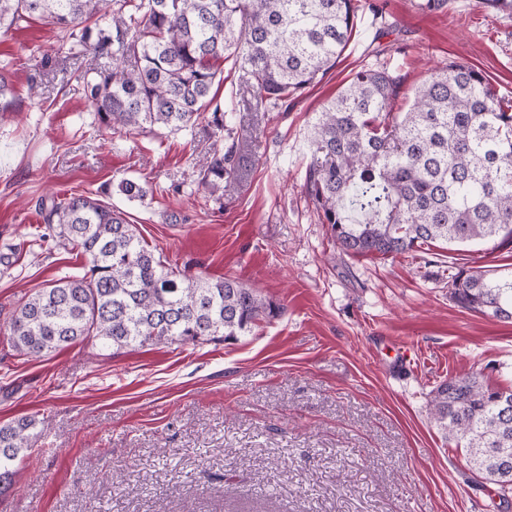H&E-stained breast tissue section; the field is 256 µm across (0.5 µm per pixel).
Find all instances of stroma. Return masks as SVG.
<instances>
[{"mask_svg": "<svg viewBox=\"0 0 512 512\" xmlns=\"http://www.w3.org/2000/svg\"><path fill=\"white\" fill-rule=\"evenodd\" d=\"M334 69L297 98L250 111L231 63L217 99L224 131L100 127L71 71L104 58L57 55L34 21L0 32V73L37 103L0 121V312L86 258L48 237L39 199L97 194L123 210L169 267L232 277L280 304L234 341L120 351L84 341L41 359L0 335V425L36 427L0 512H501L427 400L476 374L512 387V322L460 307L448 263L512 271V243L344 255L304 189L317 113L356 72L386 67L399 101L438 67L480 70L512 99V10L449 0H370ZM52 62L40 67L43 54ZM243 138L248 177L216 200L199 173ZM144 197L128 199L123 180Z\"/></svg>", "mask_w": 512, "mask_h": 512, "instance_id": "obj_1", "label": "stroma"}]
</instances>
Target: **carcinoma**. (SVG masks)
<instances>
[{
  "label": "carcinoma",
  "instance_id": "carcinoma-1",
  "mask_svg": "<svg viewBox=\"0 0 512 512\" xmlns=\"http://www.w3.org/2000/svg\"><path fill=\"white\" fill-rule=\"evenodd\" d=\"M359 0H0V29L39 19L108 64L75 75L99 125L133 134L183 131L201 118L224 131L215 102L221 63L232 60L253 92L252 110L285 102L319 82L348 45ZM400 78L358 72L318 112L305 190L346 255H398L435 242L512 243V105L478 70L450 62L406 109ZM20 98L0 73V120ZM248 146L234 140L201 174L212 195L233 192ZM58 246L89 262L81 275L23 296L0 323L21 356L39 359L78 341L107 347L234 340L281 307L242 282L187 276L165 266L124 212L98 198L43 199ZM461 307L512 322V272L448 273ZM431 421L466 449L474 472L512 497V388L477 377L430 392ZM35 419L0 427V496L29 448Z\"/></svg>",
  "mask_w": 512,
  "mask_h": 512
}]
</instances>
